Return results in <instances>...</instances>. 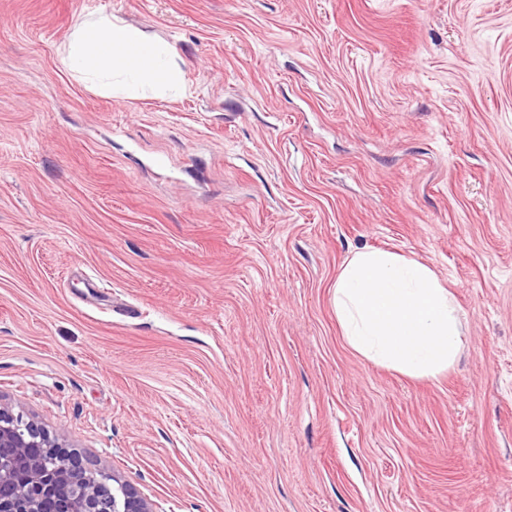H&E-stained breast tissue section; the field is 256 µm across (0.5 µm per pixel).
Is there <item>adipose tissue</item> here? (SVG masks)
<instances>
[{"label":"adipose tissue","instance_id":"ef3b65f1","mask_svg":"<svg viewBox=\"0 0 512 512\" xmlns=\"http://www.w3.org/2000/svg\"><path fill=\"white\" fill-rule=\"evenodd\" d=\"M62 62L88 89L113 96L133 99L150 91L175 97L186 89L173 48L112 15L75 24ZM332 307L355 354L405 376L439 379L462 352L453 294L420 260L355 250L336 276Z\"/></svg>","mask_w":512,"mask_h":512}]
</instances>
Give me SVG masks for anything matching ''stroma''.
Returning a JSON list of instances; mask_svg holds the SVG:
<instances>
[{
  "label": "stroma",
  "mask_w": 512,
  "mask_h": 512,
  "mask_svg": "<svg viewBox=\"0 0 512 512\" xmlns=\"http://www.w3.org/2000/svg\"><path fill=\"white\" fill-rule=\"evenodd\" d=\"M102 12L189 92L65 69ZM362 248L452 288L448 376L344 344ZM0 400L160 512H512V0H0Z\"/></svg>",
  "instance_id": "35a3bbf8"
}]
</instances>
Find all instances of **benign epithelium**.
Masks as SVG:
<instances>
[{
  "instance_id": "7a95c632",
  "label": "benign epithelium",
  "mask_w": 512,
  "mask_h": 512,
  "mask_svg": "<svg viewBox=\"0 0 512 512\" xmlns=\"http://www.w3.org/2000/svg\"><path fill=\"white\" fill-rule=\"evenodd\" d=\"M0 512H155L118 474L92 467L39 421L0 402Z\"/></svg>"
}]
</instances>
